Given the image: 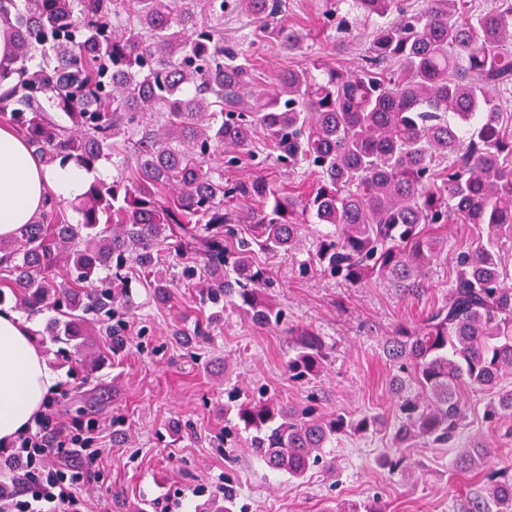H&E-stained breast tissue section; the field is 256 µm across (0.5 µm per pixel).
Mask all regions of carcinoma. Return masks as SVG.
I'll use <instances>...</instances> for the list:
<instances>
[{
  "label": "carcinoma",
  "instance_id": "carcinoma-1",
  "mask_svg": "<svg viewBox=\"0 0 512 512\" xmlns=\"http://www.w3.org/2000/svg\"><path fill=\"white\" fill-rule=\"evenodd\" d=\"M323 29L345 50L369 30L352 71L325 69L312 33L279 19L282 0H0L13 55L0 62V119L50 162L87 170L112 163L76 199L68 221L50 197L41 217L0 240V301L30 313L61 312L53 341L80 351L90 336L120 352L124 298L142 278L161 299L195 289L193 335L207 341L227 310L258 326L284 311L262 297L271 269L261 254L295 255L310 224H323L302 272L351 286L379 279L424 287L447 247L438 228L474 224L478 242L456 256L448 294L412 328L384 344L396 374L395 449L377 465L413 474L406 448H452L466 418L461 391L486 392L483 417L512 420V0L475 12L472 0H326ZM237 12L260 24L229 43L212 22ZM273 40L309 66L256 85L255 56ZM263 133L275 165L316 185L296 196L259 173L224 179L256 156ZM202 256L203 265L160 272V252ZM327 359L306 332L288 356L289 378L308 380ZM224 411L251 433L253 454L300 479L336 435L386 426L298 410L264 394L227 392ZM490 448L470 439L453 467L483 489L467 512H512V464L487 468ZM224 486L196 512H235ZM321 512H382L337 502Z\"/></svg>",
  "mask_w": 512,
  "mask_h": 512
}]
</instances>
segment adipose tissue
Wrapping results in <instances>:
<instances>
[{
	"label": "adipose tissue",
	"instance_id": "obj_1",
	"mask_svg": "<svg viewBox=\"0 0 512 512\" xmlns=\"http://www.w3.org/2000/svg\"><path fill=\"white\" fill-rule=\"evenodd\" d=\"M110 174L105 163L93 173L45 163L9 123L0 122V238H11L32 223L48 194L75 198L93 178ZM55 385L31 324L17 311L0 307V447L28 428Z\"/></svg>",
	"mask_w": 512,
	"mask_h": 512
}]
</instances>
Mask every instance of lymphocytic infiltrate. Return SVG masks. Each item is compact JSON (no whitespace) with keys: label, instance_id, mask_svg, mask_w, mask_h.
<instances>
[{"label":"lymphocytic infiltrate","instance_id":"f902f5d3","mask_svg":"<svg viewBox=\"0 0 512 512\" xmlns=\"http://www.w3.org/2000/svg\"><path fill=\"white\" fill-rule=\"evenodd\" d=\"M95 420L67 422L54 402H47L34 425L20 434L0 472V512H85L83 486L94 477L99 452L94 449ZM74 455L72 464H52L51 456Z\"/></svg>","mask_w":512,"mask_h":512}]
</instances>
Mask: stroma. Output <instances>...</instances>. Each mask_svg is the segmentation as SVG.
<instances>
[{
	"mask_svg": "<svg viewBox=\"0 0 512 512\" xmlns=\"http://www.w3.org/2000/svg\"><path fill=\"white\" fill-rule=\"evenodd\" d=\"M283 18L317 37L316 48L329 66L352 70L365 48L357 39L349 50L336 52L321 29L322 0H284ZM308 59L268 43L255 61L258 84L270 88L286 70L307 66ZM448 253L434 266L424 288L404 294L385 281L350 287L317 274L301 276L285 255L264 256L274 282L267 294L287 313L276 327H259L237 314L225 313L209 341L192 343L197 309L194 289L175 288L167 305L156 302L152 289L137 287L130 294V331L120 354H109L110 337H94L89 351L104 360L91 381L72 376L60 364L56 344L45 332L55 313L30 316L33 333L57 372L61 385L54 394L64 418L96 420L102 454L98 473L83 495L89 512H117L119 504L143 505L162 498L180 502V512H195L201 486H223L233 478L243 512H320L324 504L374 501L382 512H463L467 494L479 482L450 472L452 448L410 449L414 475L389 473L377 456L393 446L390 432L347 434L328 444L325 455L334 469L312 468L304 478L270 470L241 433L232 448L224 446V388L240 395L266 392L280 403L315 406L318 414L342 413L354 418L383 415L395 423L397 398L390 386L393 369L383 344L401 326L424 317L448 292L456 256L478 236L471 224L441 227ZM324 337L330 354L310 381L289 380L286 362L302 330ZM230 365V376L214 374L207 361ZM471 408L464 437L479 436L492 446L490 467H498L512 449V427L492 425L483 418V396L465 392ZM122 429L125 443L112 440Z\"/></svg>",
	"mask_w": 512,
	"mask_h": 512,
	"instance_id": "stroma-1",
	"label": "stroma"
}]
</instances>
